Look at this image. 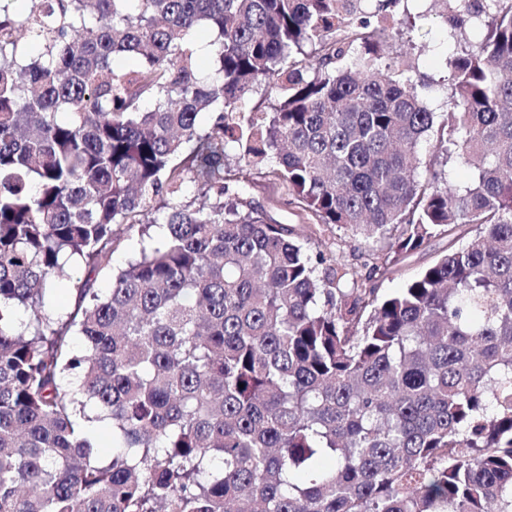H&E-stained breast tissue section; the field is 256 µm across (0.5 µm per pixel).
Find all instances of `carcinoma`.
Listing matches in <instances>:
<instances>
[{"label":"carcinoma","mask_w":512,"mask_h":512,"mask_svg":"<svg viewBox=\"0 0 512 512\" xmlns=\"http://www.w3.org/2000/svg\"><path fill=\"white\" fill-rule=\"evenodd\" d=\"M408 2L0 0V512H512V0H436L442 112L392 51ZM230 143L373 274L473 235L380 299ZM226 164L230 174L233 176L244 177L245 195L247 200L260 204L266 214L278 224H313L307 219L305 213L295 204H288V188L280 180L265 174L252 170L238 174V167L235 157L231 154ZM246 177V178H245ZM315 234L311 237V243L308 244L313 255L322 251L327 255H332L340 259L342 262L353 267L364 275L366 269L362 264L364 245L352 236L346 235L343 231H337L336 228L330 229L324 226H313ZM124 237L123 245L119 251H117L113 257V266L115 268L121 267L125 262L132 257L140 248L141 237L138 233V228L132 230L121 231ZM49 304L57 311L72 312L78 305L77 294L71 284L57 287L49 299Z\"/></svg>","instance_id":"cac0c4a2"}]
</instances>
